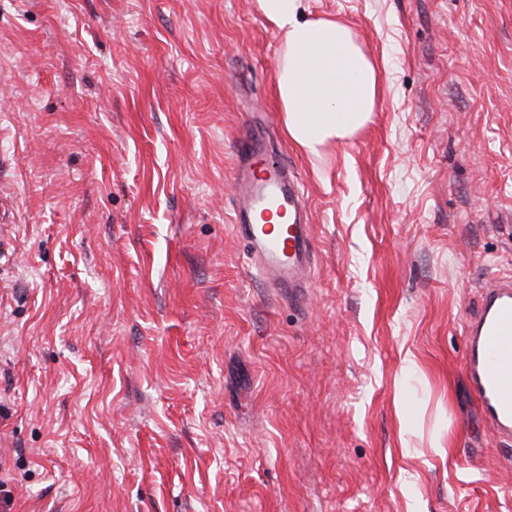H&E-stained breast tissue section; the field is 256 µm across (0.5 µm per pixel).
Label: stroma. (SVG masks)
Segmentation results:
<instances>
[{"label": "stroma", "mask_w": 512, "mask_h": 512, "mask_svg": "<svg viewBox=\"0 0 512 512\" xmlns=\"http://www.w3.org/2000/svg\"><path fill=\"white\" fill-rule=\"evenodd\" d=\"M375 107L312 155L257 0H0V512H512V445L465 389L512 275V0H301ZM269 115L308 297L233 228Z\"/></svg>", "instance_id": "35a3bbf8"}]
</instances>
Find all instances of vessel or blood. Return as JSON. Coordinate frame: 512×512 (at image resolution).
<instances>
[{
  "mask_svg": "<svg viewBox=\"0 0 512 512\" xmlns=\"http://www.w3.org/2000/svg\"><path fill=\"white\" fill-rule=\"evenodd\" d=\"M234 155V222L238 234L254 245L248 261L275 287L289 289L303 301L309 286L313 244L301 186L287 168H266V140L254 126L238 136ZM269 211L287 217L280 229L258 224L254 215ZM464 371L467 390L482 409L490 430L512 440V277L490 282L481 309L465 336Z\"/></svg>",
  "mask_w": 512,
  "mask_h": 512,
  "instance_id": "vessel-or-blood-1",
  "label": "vessel or blood"
}]
</instances>
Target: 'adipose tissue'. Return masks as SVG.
<instances>
[{
  "label": "adipose tissue",
  "instance_id": "adipose-tissue-1",
  "mask_svg": "<svg viewBox=\"0 0 512 512\" xmlns=\"http://www.w3.org/2000/svg\"><path fill=\"white\" fill-rule=\"evenodd\" d=\"M284 36L277 88L291 139L315 153L354 133L374 110L377 72L352 31L336 21L311 20L300 0H258Z\"/></svg>",
  "mask_w": 512,
  "mask_h": 512
}]
</instances>
